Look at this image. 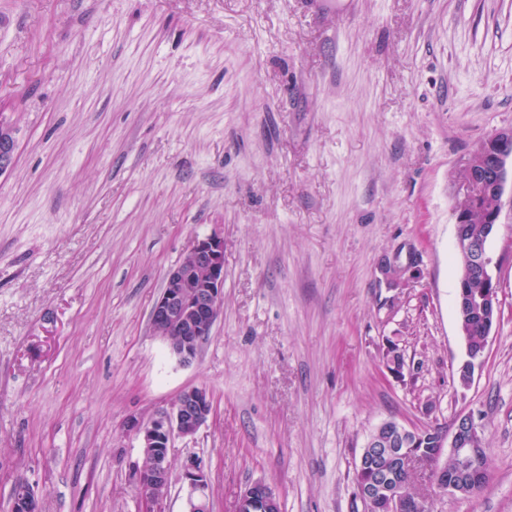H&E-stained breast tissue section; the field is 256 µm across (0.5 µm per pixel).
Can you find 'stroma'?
<instances>
[{"mask_svg":"<svg viewBox=\"0 0 512 512\" xmlns=\"http://www.w3.org/2000/svg\"><path fill=\"white\" fill-rule=\"evenodd\" d=\"M0 110V512L20 481L41 512H139L126 422L192 386L213 410L166 512L191 456L212 512L257 481L281 512H364L375 426L467 413L490 481L435 512H512L511 181L465 390L453 247L469 154L512 128V0H0ZM208 235L224 303L183 366L150 314ZM17 141L11 122L0 112V175L11 169L16 160Z\"/></svg>","mask_w":512,"mask_h":512,"instance_id":"obj_1","label":"stroma"}]
</instances>
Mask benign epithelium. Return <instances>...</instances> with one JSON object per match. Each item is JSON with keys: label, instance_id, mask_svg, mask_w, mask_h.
<instances>
[{"label": "benign epithelium", "instance_id": "benign-epithelium-1", "mask_svg": "<svg viewBox=\"0 0 512 512\" xmlns=\"http://www.w3.org/2000/svg\"><path fill=\"white\" fill-rule=\"evenodd\" d=\"M17 141L11 122L0 112V175L11 169L16 160ZM512 161V130L496 132L479 143L470 153L465 165L469 178L462 184L463 198L473 197L478 190L487 187L498 198H503L508 178L507 163ZM502 205L485 218L489 235L481 239H465L461 227L468 223L466 214L454 213L455 241L469 255L466 277H479L487 284V292L472 300L464 291L460 292L458 305L468 307L471 314L483 319L498 321L501 312L499 300L500 280L498 262L488 248L489 236L501 223ZM224 301V239L207 236L196 239L183 260L168 270L162 293L154 304L150 321L156 335L162 337L170 354L182 365L193 364L202 344L210 336L213 324ZM486 348L467 351L468 359L462 364L465 377L457 379L462 388L470 387L474 370L481 362ZM210 392L204 387L183 390L168 408H162L153 417L143 422L131 417L126 430L135 433L142 451H151L154 460L151 466L134 469L136 483L142 489L140 512H165V502L171 487L169 452L176 437H192L207 422L212 414ZM479 426L473 415L457 417L451 434H442L434 448L433 457L446 455L456 457L465 472L473 474L480 469L481 449L474 447ZM422 431L407 428L397 421H384L376 427V436L365 445L370 448H391L399 445L397 438L420 439ZM181 481L186 491V512H210L207 493L209 478L198 459L189 457L183 463ZM433 493L416 503L406 502L394 489L387 490L381 500L375 489L368 485L359 487V500L372 507H381L385 512H433L435 501L446 496L461 497L463 492L456 480L440 475L433 481ZM261 512H279V498L264 482H255L238 496L235 512H250L254 508Z\"/></svg>", "mask_w": 512, "mask_h": 512}]
</instances>
